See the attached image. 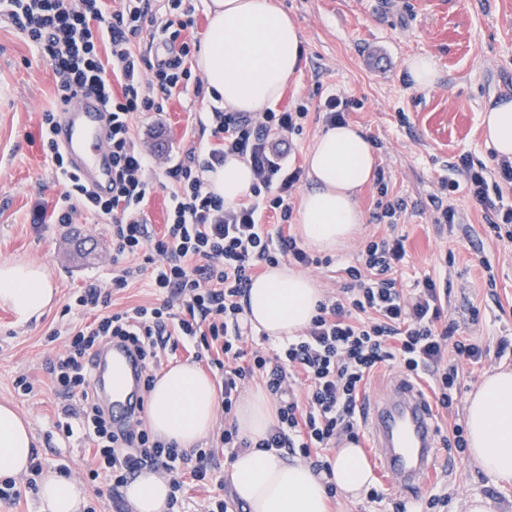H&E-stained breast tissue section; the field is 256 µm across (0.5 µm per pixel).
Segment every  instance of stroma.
Instances as JSON below:
<instances>
[{
	"label": "stroma",
	"instance_id": "35a3bbf8",
	"mask_svg": "<svg viewBox=\"0 0 512 512\" xmlns=\"http://www.w3.org/2000/svg\"><path fill=\"white\" fill-rule=\"evenodd\" d=\"M302 33V64L289 82L278 109L305 102L309 115L294 136L295 163L324 130L322 103L332 94L351 102L350 122L366 130L385 171L388 195L404 199L407 210L398 231L407 238L410 262L399 275L414 284L425 275L448 283V316L459 334L487 348L512 336V242L497 239L485 215L465 192H457L454 224L434 222L432 199L459 155L494 168L496 153L484 138L483 113L498 100L512 99V0H276ZM433 56L434 86L412 88L408 63ZM54 105V72L40 53L6 21H0V263L42 265L57 290V302L39 321L17 325L0 307V404L15 407L36 436L35 457L43 472L64 471L83 479L93 442L83 430L64 436L58 428L63 403L50 387L48 362L62 351L64 339H52L62 322L86 324L92 314L66 311L72 294L91 282L111 283L112 234L92 216L74 224L30 222L35 203L54 207L65 190L40 141V120ZM211 99L193 92L176 94L165 111L137 118L145 146L161 147L179 160L210 137L199 124ZM377 190L363 188L361 231L331 254L328 267L312 271L320 288L342 284V267L361 244L383 234L373 218ZM495 286H488V279ZM480 316L471 319L469 307ZM500 367L512 368V356H489L464 368L461 391L451 417H438L441 430L464 421L465 404L482 378ZM41 385L40 393L19 395L20 376ZM455 470L446 480L448 503L441 512H466L477 498L493 512H512V482L494 480L475 468L469 453H455Z\"/></svg>",
	"mask_w": 512,
	"mask_h": 512
}]
</instances>
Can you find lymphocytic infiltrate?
<instances>
[{
    "mask_svg": "<svg viewBox=\"0 0 512 512\" xmlns=\"http://www.w3.org/2000/svg\"><path fill=\"white\" fill-rule=\"evenodd\" d=\"M118 2L108 14L101 0H0V17L52 67L56 104L88 90L101 97L108 111L111 195L95 194L71 171L54 139L58 114L47 110L40 123L42 145L66 189L54 208L38 202L32 209L36 224H70L85 213L109 221L112 261L122 266L110 286L96 283L75 293L74 308L97 317L87 325L64 328L71 341L47 368L64 401L63 414L79 416L93 430L89 477L105 480L117 495L142 470H169L171 460L180 457L190 468L188 478L170 480L177 495L185 480L212 482L218 449L238 451L254 444L302 456L314 472L329 471V451L342 440L357 439L362 394L384 366L400 368L411 381L425 379L437 408L450 412L464 365L480 363L487 351L459 336L456 322L445 318L448 291L437 279L424 277L410 289L398 279L408 249L393 218L404 206L389 199L384 170L376 172L375 217L386 221V233L363 242L354 262L343 269L346 283L326 292L301 335L269 348L250 344L243 300L258 272L283 262L302 269L323 263L283 230L292 217L291 199L302 169L282 159L279 148L302 133L308 108L300 102L278 112L212 109L206 115L212 143L187 160L160 165L143 148L134 119L164 111L172 95L187 87L203 93L204 82L194 77L189 64L193 43L184 37L194 25L195 6L193 0H166L168 17L160 32L179 49L154 62L135 44L151 20L150 0ZM230 153L250 164L254 181L244 198L228 205L208 191L203 174L223 164ZM158 166L172 183V203L160 235L142 219L147 173ZM453 170L454 178L441 182L445 196L466 188L495 236L512 241V203L490 197L494 191H512V160L497 159L492 182L486 165L466 154ZM270 215L280 230L268 229L265 219ZM145 275L161 302L110 311L114 294ZM113 336L135 346L145 388H152L162 355L185 344L193 361L218 375L225 417H232L242 389L258 381L277 402L276 424L255 443L231 424L215 446L186 453L151 437L140 420L114 434L96 401L88 365L94 350Z\"/></svg>",
    "mask_w": 512,
    "mask_h": 512,
    "instance_id": "obj_1",
    "label": "lymphocytic infiltrate"
}]
</instances>
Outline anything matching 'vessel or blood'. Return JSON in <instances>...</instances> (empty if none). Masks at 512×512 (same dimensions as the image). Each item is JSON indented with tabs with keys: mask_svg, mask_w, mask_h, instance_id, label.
I'll return each mask as SVG.
<instances>
[{
	"mask_svg": "<svg viewBox=\"0 0 512 512\" xmlns=\"http://www.w3.org/2000/svg\"><path fill=\"white\" fill-rule=\"evenodd\" d=\"M106 107L94 93L78 92L58 118L55 138L72 170L96 193L112 182V157L106 146ZM141 363L126 345L108 344L92 362V381L114 427H126L139 413ZM372 446L368 458L398 491L417 496L453 469L452 460L434 452L436 425L428 397L414 383L399 380L369 401L364 419Z\"/></svg>",
	"mask_w": 512,
	"mask_h": 512,
	"instance_id": "b4317fda",
	"label": "vessel or blood"
}]
</instances>
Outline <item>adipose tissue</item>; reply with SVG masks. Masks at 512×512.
<instances>
[{"instance_id": "ef3b65f1", "label": "adipose tissue", "mask_w": 512, "mask_h": 512, "mask_svg": "<svg viewBox=\"0 0 512 512\" xmlns=\"http://www.w3.org/2000/svg\"><path fill=\"white\" fill-rule=\"evenodd\" d=\"M208 29L197 55L212 100L235 112H261L274 106L301 65V32L273 0H205ZM487 143L512 159V100L484 115ZM310 189L301 198L299 231L305 244L335 252L358 232L363 216L356 195L374 177L376 150L371 138L351 124L328 127L306 156ZM209 191L232 204L250 189L253 172L238 155L204 175ZM56 298L43 266L0 263V306L17 323L40 319ZM323 291L316 281L288 265L269 268L253 280L246 317L254 331L280 343L311 322ZM216 381L197 366H171L148 393V425L156 439L179 449L195 447L218 422ZM276 416L264 390L250 391L235 413L238 430L249 439L267 436ZM465 421L472 459L488 476L512 481V369L487 376L466 401ZM29 423L0 405V478L28 474L34 454ZM331 474H315L300 459L254 447L239 451L226 478L236 499L250 512H328V484L358 499L374 477L361 448L341 444L330 459ZM171 487L145 470L129 482L125 496L133 512H169ZM40 512H83L85 489L77 480L49 474L37 484Z\"/></svg>"}]
</instances>
